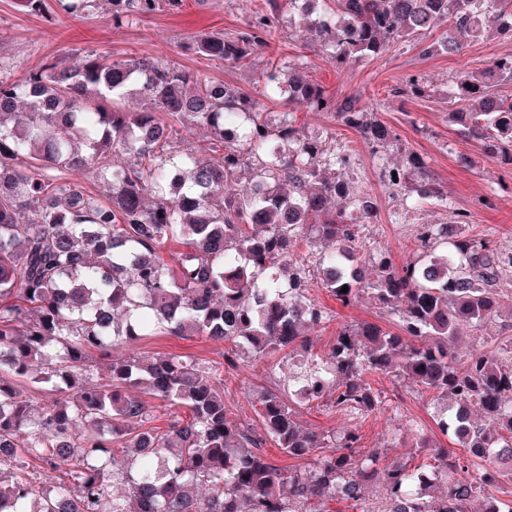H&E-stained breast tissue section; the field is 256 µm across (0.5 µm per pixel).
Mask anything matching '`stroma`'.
<instances>
[{"instance_id":"obj_1","label":"stroma","mask_w":512,"mask_h":512,"mask_svg":"<svg viewBox=\"0 0 512 512\" xmlns=\"http://www.w3.org/2000/svg\"><path fill=\"white\" fill-rule=\"evenodd\" d=\"M66 3L67 0H46V10L34 14L21 0H0V77L20 78L38 68L49 56L68 67L90 52L106 54L118 61L160 55L213 80L250 92L266 71L271 54L286 58L303 56L307 79L334 92L337 98L355 97L373 105L378 120L397 136L396 142L376 158L354 130L336 124L330 114L302 109L295 112L297 124L305 131L334 128L337 143L348 145L354 154L353 187L368 192L377 204L375 223L360 227L358 241L365 254L387 250L395 262H406L420 252L416 239L420 225L457 224L461 214L467 220L465 224H457L459 232L490 233L500 252L512 253V170L491 161L460 134L457 126L449 123L446 98L452 80L482 71L494 57L512 55V39L472 38L456 56L425 55L420 48L410 45L374 59L351 60L339 65L304 28L285 17L273 52H255L247 65L235 67L198 54L193 40L201 33L227 36L246 30L249 17L242 10L240 0H183L179 9L164 7L120 26L113 25L107 5H97L89 14L75 17L67 13ZM411 76L426 79L429 96L417 98L392 93L393 85ZM411 154L423 157L428 178L448 197L447 207L426 204L408 209L400 191L379 181V165H405ZM310 294L333 314L331 321L313 332L316 353L327 352L342 324L370 322L391 329L396 326L393 318L370 297L342 307L316 278L310 281ZM499 302L498 317L478 330L464 328L460 354L488 351L512 339V272L500 283ZM224 350V343L198 336L187 339L144 336L119 348L123 354H178L202 364L222 362ZM292 369L291 362L279 355L242 371L225 370L220 386L231 417L258 424L257 393L287 388ZM370 382L386 396L385 403L375 413L346 415L314 401L297 403V416L304 427L313 431L358 428L362 453L380 452L385 466L408 459L417 465L423 462L424 453L413 448L406 436L412 426L424 429L439 446L458 450L454 438L441 434L436 426L434 417L443 404L432 394L417 393L405 386L394 387L382 375H372Z\"/></svg>"}]
</instances>
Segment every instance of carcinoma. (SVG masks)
<instances>
[{
	"mask_svg": "<svg viewBox=\"0 0 512 512\" xmlns=\"http://www.w3.org/2000/svg\"><path fill=\"white\" fill-rule=\"evenodd\" d=\"M111 2L112 22L122 25L182 0ZM243 2L250 29L200 35L197 53L243 66L279 37L286 12L338 64L420 44L448 21L423 54L456 55L486 33L512 38L506 0H265L257 9ZM301 66L274 59L259 99L158 57L88 53L72 70L48 58L18 80L0 79V471L9 469L0 501L10 512H346L345 502L371 512L364 490L377 482L386 512H512V490L505 499L485 494L512 482V342L462 363L454 351L461 326L478 329L497 315L512 255L484 236L423 224L414 260L357 256L359 225L375 223L376 205L353 190L351 151L326 147L335 132L309 135L294 113L273 106L285 98L327 112L374 156L393 134L371 108L300 78ZM507 83L512 55L453 82L448 122L512 170V98L497 90ZM135 92L154 106L129 111ZM182 128L207 130L209 147L181 149ZM117 152L133 162L113 163ZM423 169L412 159L381 167L379 179L412 207L446 205ZM86 170L96 176L93 192L67 179ZM335 199L359 216L333 210ZM300 238L332 245L315 256L324 289L344 306L372 296L397 330L344 325L327 353L314 352L308 331L333 314L310 295ZM169 245L179 249L168 253ZM158 333L233 347L224 364L210 366L174 354L112 357L116 345ZM94 353L112 358L105 381L94 377ZM280 353L303 366L288 376L294 396L263 393L258 429L233 420L217 386L221 370ZM374 374L457 405L435 422L466 454L415 437L444 495L423 486L421 465L381 468L375 455L361 454L357 429L318 433L297 421V395L327 398L350 415L377 411ZM26 384L50 385L59 398L38 414ZM137 385L188 416L163 430L150 425L157 406L127 393ZM268 438L306 464H273L263 450ZM116 448L130 453L118 460ZM472 457L488 462L481 478H453ZM31 460L59 473L51 488L29 470ZM111 473L121 490L109 491Z\"/></svg>",
	"mask_w": 512,
	"mask_h": 512,
	"instance_id": "1",
	"label": "carcinoma"
}]
</instances>
